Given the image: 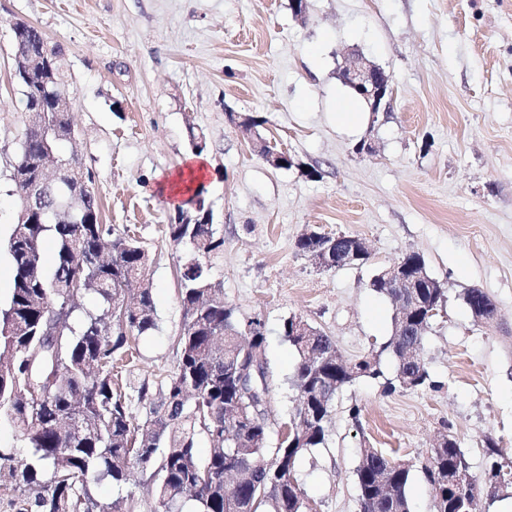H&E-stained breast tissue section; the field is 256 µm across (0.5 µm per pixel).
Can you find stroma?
<instances>
[{"label": "stroma", "mask_w": 512, "mask_h": 512, "mask_svg": "<svg viewBox=\"0 0 512 512\" xmlns=\"http://www.w3.org/2000/svg\"><path fill=\"white\" fill-rule=\"evenodd\" d=\"M308 4L302 21L290 0H0V303L11 291V172L28 118L12 76V24L23 20L64 50L77 131L64 152H77L103 223L129 228L152 257L156 327L139 340L132 387L158 389L176 369L183 252L157 186L192 155L191 131L206 136L205 196L224 229L212 277L241 320L265 325L270 446L296 406L283 321L303 318L358 360L392 333V305L372 275L407 252L423 256L447 290L422 349L432 386H345L298 476L313 512H359L354 470L363 449L378 448L411 465V512H434L420 462L440 434L456 437L473 478L486 439L512 460V0ZM349 52L393 87L389 110L354 129L336 122L349 97L336 70ZM234 114L263 124L244 132ZM260 139L293 166L270 167ZM309 229L364 239L369 262L317 268L296 248ZM471 288L496 301L492 320L472 317Z\"/></svg>", "instance_id": "obj_1"}]
</instances>
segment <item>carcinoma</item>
<instances>
[{
    "mask_svg": "<svg viewBox=\"0 0 512 512\" xmlns=\"http://www.w3.org/2000/svg\"><path fill=\"white\" fill-rule=\"evenodd\" d=\"M14 47L63 68V50L34 26L14 35ZM64 139L23 137L17 176L36 173L41 160L54 156L68 167L78 160L61 151ZM32 223L12 225L6 240L12 288L0 306V423L20 432L18 456L0 448V488L10 512H105L98 509L91 484L106 481L121 488L134 470L155 466L150 475L154 512H306L308 499L295 476L298 460L325 442L326 423L337 394L359 378L382 380L392 394L433 385L420 356L436 304L445 288L421 289L412 313L399 288H373L393 305L392 334L378 349L354 362L336 359L331 337L282 333L297 353L292 385L297 414L290 433L268 448L269 419L255 417L240 393L234 361L264 351L262 321L241 324L211 277V258L224 252V233L207 222L213 216L205 188L192 191L180 206V223L167 225L169 239L184 248L179 269L183 327L176 341L177 369L156 394L138 387L149 404L140 422L117 383L118 364H131L136 340L155 328L150 257L127 229L101 222L95 190L82 197L64 183L44 187ZM79 281V287L71 284ZM93 295L97 307L81 309L78 299ZM490 316L498 313L487 293L470 289L471 299ZM123 311V324L112 318ZM396 361L385 376L383 354ZM210 442L198 457L195 440ZM469 470L457 441L427 452L422 471L431 485L435 512H481L483 500L512 489V461L487 441L484 479L464 484L438 483L435 473ZM410 467L376 448L362 450L356 469L359 512H410Z\"/></svg>",
    "mask_w": 512,
    "mask_h": 512,
    "instance_id": "1",
    "label": "carcinoma"
}]
</instances>
